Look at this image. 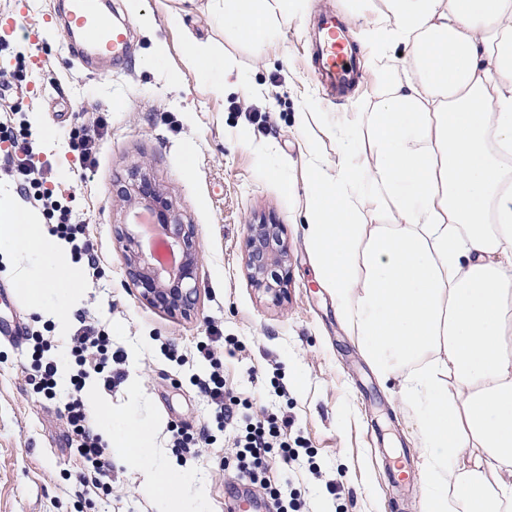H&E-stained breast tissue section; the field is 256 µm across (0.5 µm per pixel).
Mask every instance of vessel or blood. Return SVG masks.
I'll return each instance as SVG.
<instances>
[{"label":"vessel or blood","instance_id":"vessel-or-blood-1","mask_svg":"<svg viewBox=\"0 0 512 512\" xmlns=\"http://www.w3.org/2000/svg\"><path fill=\"white\" fill-rule=\"evenodd\" d=\"M111 8V0H65L63 21L70 37L69 50L79 62L89 66L100 62L118 64L127 58L128 31L108 18ZM319 28L316 76L327 90L344 96L358 79L351 38L329 15L321 18Z\"/></svg>","mask_w":512,"mask_h":512}]
</instances>
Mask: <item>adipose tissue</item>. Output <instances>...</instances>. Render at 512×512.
<instances>
[{
  "label": "adipose tissue",
  "mask_w": 512,
  "mask_h": 512,
  "mask_svg": "<svg viewBox=\"0 0 512 512\" xmlns=\"http://www.w3.org/2000/svg\"><path fill=\"white\" fill-rule=\"evenodd\" d=\"M365 50L411 49L403 74L336 120V160L309 152L305 236L321 284L380 382L414 420L418 512H512V0H383ZM293 0H224L255 47ZM0 256L67 341L80 262L0 194ZM97 433L137 469L157 512H204L154 432L110 410Z\"/></svg>",
  "instance_id": "ef3b65f1"
}]
</instances>
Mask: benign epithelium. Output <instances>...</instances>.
Instances as JSON below:
<instances>
[{
    "instance_id": "7a95c632",
    "label": "benign epithelium",
    "mask_w": 512,
    "mask_h": 512,
    "mask_svg": "<svg viewBox=\"0 0 512 512\" xmlns=\"http://www.w3.org/2000/svg\"><path fill=\"white\" fill-rule=\"evenodd\" d=\"M121 197L128 204L139 202L150 208L157 223L166 225L169 243L181 255L173 270L154 265L132 248L134 236L126 231L123 233L128 242L125 263L130 280L141 288V296L149 305L172 315H191L197 301L193 281L200 260L193 225L184 223L172 202L140 171L131 173ZM246 266L254 287L273 303L283 302L288 295L289 272L288 247L282 238L281 225L265 221L248 225Z\"/></svg>"
}]
</instances>
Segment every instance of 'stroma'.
Listing matches in <instances>:
<instances>
[{
	"mask_svg": "<svg viewBox=\"0 0 512 512\" xmlns=\"http://www.w3.org/2000/svg\"><path fill=\"white\" fill-rule=\"evenodd\" d=\"M382 0H299L293 17L277 18L278 37L256 53L225 23L222 0H113L130 27L132 51L106 74L84 70L54 23L58 0H0V114L27 129L34 162L49 170L56 199L83 225L97 255L83 268L86 321L101 324L122 357L123 379L98 383L113 410L162 428L155 452L189 473L206 512H227L246 490L231 464V441L218 429L195 377L211 366L200 347L214 345L224 384L254 408L288 414L292 431L314 458L300 456L288 475L305 512H416L420 451L410 418L379 383L336 303L313 268L303 208L310 178L307 148L336 157L334 125L295 127L302 94L322 112H347L372 97V74L400 67L398 51L359 56L365 74L336 100L314 77L315 20L372 14ZM222 54L240 83L217 90L189 65L188 40ZM93 142L84 169L74 140ZM142 166L194 227L200 249L198 301L190 317L148 305L126 275L118 233L134 228L135 207L116 197L129 171ZM282 225L290 285L273 304L249 279L246 226ZM20 319L21 341L0 335V512H156L142 476L112 460L108 490L85 480L70 452L63 407L34 391L33 344L69 379L72 357L50 318L19 294L0 261V321ZM208 429L210 444L174 445L171 425ZM317 463L320 475L309 471ZM339 479L338 495L326 490Z\"/></svg>",
	"mask_w": 512,
	"mask_h": 512,
	"instance_id": "35a3bbf8",
	"label": "stroma"
}]
</instances>
